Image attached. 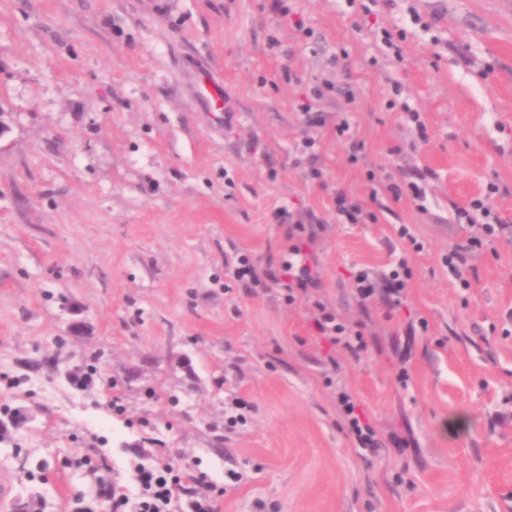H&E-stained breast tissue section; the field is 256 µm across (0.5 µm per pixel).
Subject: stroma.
Returning a JSON list of instances; mask_svg holds the SVG:
<instances>
[{
    "mask_svg": "<svg viewBox=\"0 0 512 512\" xmlns=\"http://www.w3.org/2000/svg\"><path fill=\"white\" fill-rule=\"evenodd\" d=\"M327 81L308 127L296 105ZM491 181L512 225V0H0V512H67L77 491L112 512L97 481L129 485L146 437L220 512H512V242L467 288L444 264L472 233L455 208ZM409 182L424 207L371 195ZM339 191L375 221L344 223ZM280 206L317 231L318 285L290 306L225 266L287 260ZM404 257L403 303H360L352 273ZM311 297L367 350L315 336ZM341 386L402 451L357 447ZM235 396L251 409L230 433Z\"/></svg>",
    "mask_w": 512,
    "mask_h": 512,
    "instance_id": "35a3bbf8",
    "label": "stroma"
}]
</instances>
